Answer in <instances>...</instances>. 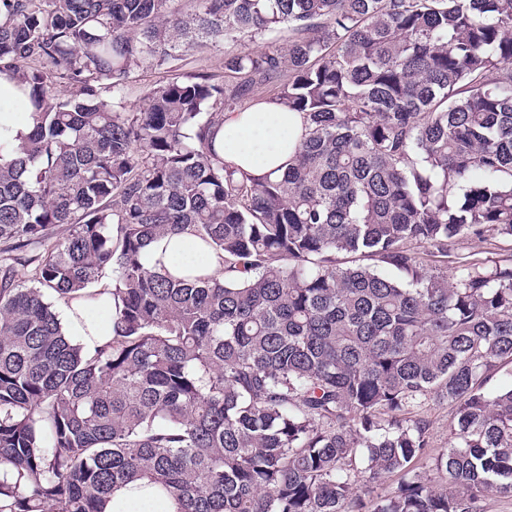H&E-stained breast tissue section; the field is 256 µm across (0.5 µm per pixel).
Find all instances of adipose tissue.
Instances as JSON below:
<instances>
[{
	"label": "adipose tissue",
	"mask_w": 512,
	"mask_h": 512,
	"mask_svg": "<svg viewBox=\"0 0 512 512\" xmlns=\"http://www.w3.org/2000/svg\"><path fill=\"white\" fill-rule=\"evenodd\" d=\"M303 113L285 104L266 99L248 108L228 112L214 136V149L229 167L252 177L275 176L286 170L296 155L305 133ZM200 245L192 235L183 233L146 245L141 252L143 264L150 269L166 268L179 273L187 253L197 252ZM102 309H87L78 298L63 308L62 323L69 335L77 337L86 349H94L112 338V319L107 309L111 295H103ZM151 500L153 512H176L174 502L148 481L139 480L116 488L103 505V512H139L137 505Z\"/></svg>",
	"instance_id": "obj_1"
}]
</instances>
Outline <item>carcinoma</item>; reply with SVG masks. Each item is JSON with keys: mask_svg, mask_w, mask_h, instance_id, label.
I'll return each instance as SVG.
<instances>
[{"mask_svg": "<svg viewBox=\"0 0 512 512\" xmlns=\"http://www.w3.org/2000/svg\"><path fill=\"white\" fill-rule=\"evenodd\" d=\"M179 2L0 0L34 122L0 136V512H101L137 479L178 512L512 500V386L487 389L512 364V0ZM272 31L224 51L223 83L123 106L133 70ZM268 86L308 130L252 178L214 135ZM177 233L224 276L143 267ZM467 238L500 254L435 265ZM105 279L113 336L88 351L49 298ZM431 401L455 420L437 452Z\"/></svg>", "mask_w": 512, "mask_h": 512, "instance_id": "cac0c4a2", "label": "carcinoma"}]
</instances>
